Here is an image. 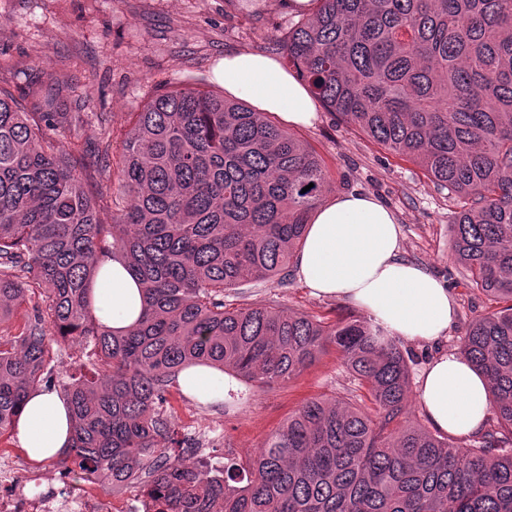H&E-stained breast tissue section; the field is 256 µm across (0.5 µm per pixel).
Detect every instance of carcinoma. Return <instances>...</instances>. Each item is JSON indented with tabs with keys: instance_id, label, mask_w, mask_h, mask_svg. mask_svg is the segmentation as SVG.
<instances>
[{
	"instance_id": "1",
	"label": "carcinoma",
	"mask_w": 512,
	"mask_h": 512,
	"mask_svg": "<svg viewBox=\"0 0 512 512\" xmlns=\"http://www.w3.org/2000/svg\"><path fill=\"white\" fill-rule=\"evenodd\" d=\"M283 49L323 106L465 200L452 255L507 303L474 318L461 354L487 381L489 428L460 446L406 419L408 358L367 318L324 323L224 291L280 277L328 190L296 135L215 90L169 87L133 113L122 153L44 130L78 112H31L0 86V436L27 394L56 387L57 338L97 368L61 384L74 420L58 464L114 488L141 476L157 512H512V0H313ZM313 188L307 192V185ZM130 204L101 216L112 195ZM118 258L144 285L138 324L116 335L90 288ZM333 346L369 404L306 402L244 467L184 466L163 411L182 371L221 369L258 388L299 376Z\"/></svg>"
}]
</instances>
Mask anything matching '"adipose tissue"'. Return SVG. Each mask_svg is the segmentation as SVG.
Here are the masks:
<instances>
[{
    "mask_svg": "<svg viewBox=\"0 0 512 512\" xmlns=\"http://www.w3.org/2000/svg\"><path fill=\"white\" fill-rule=\"evenodd\" d=\"M213 75L229 96L248 100L289 125L308 127L317 119L308 87L274 58L228 53ZM400 244L397 218L379 199L339 194L313 213L296 259L297 272L315 294L351 302L396 337L440 340L455 321L452 297L429 271L401 258ZM142 292L131 271L115 260L96 279L92 305L100 321L121 335L141 316ZM179 381L202 404L223 399L229 387L223 371L211 367L187 369ZM418 398L437 431L462 440L472 437L490 414L485 378L455 352L426 365ZM72 432L67 401L51 391L28 393L15 436L31 459L57 458Z\"/></svg>",
    "mask_w": 512,
    "mask_h": 512,
    "instance_id": "adipose-tissue-1",
    "label": "adipose tissue"
}]
</instances>
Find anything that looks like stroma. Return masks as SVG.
Here are the masks:
<instances>
[{
  "label": "stroma",
  "instance_id": "35a3bbf8",
  "mask_svg": "<svg viewBox=\"0 0 512 512\" xmlns=\"http://www.w3.org/2000/svg\"><path fill=\"white\" fill-rule=\"evenodd\" d=\"M298 19L288 0H0V81L14 89L38 79L61 90L59 110L81 113L83 121L54 131L53 137L85 142L88 162L97 165L102 143L120 151L132 112L158 90L179 82L215 88L212 68L229 52L282 59L283 42ZM296 133L323 159L330 195L357 191L383 201L400 225L401 257L423 266L450 290L456 316L447 339L434 345L399 342L411 358L410 378L418 380L431 358L460 351L475 317L497 307L481 289L469 287V271L451 254L450 226L463 201L325 108H318L313 126ZM224 301L231 308L276 305L327 323L360 314L343 299L314 295L293 266L285 282L246 284L226 291ZM353 388L331 348L300 376L255 390L237 405H203L173 392L166 413L189 439L187 463L220 462L229 453L245 466L302 403L345 400ZM3 460L12 462L18 481L40 475V484H29L33 495L44 488L83 491L126 512L146 489L141 483L115 491L105 481L63 475L58 463L31 462L12 436L0 437Z\"/></svg>",
  "mask_w": 512,
  "mask_h": 512
}]
</instances>
